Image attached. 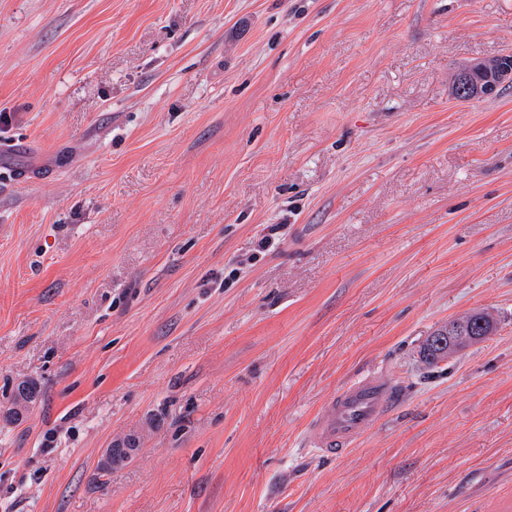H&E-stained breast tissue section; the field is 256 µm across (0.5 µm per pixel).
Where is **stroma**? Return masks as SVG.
<instances>
[{"instance_id":"35a3bbf8","label":"stroma","mask_w":512,"mask_h":512,"mask_svg":"<svg viewBox=\"0 0 512 512\" xmlns=\"http://www.w3.org/2000/svg\"><path fill=\"white\" fill-rule=\"evenodd\" d=\"M510 50L512 0H0V512H512V88L450 93ZM398 398L394 384L363 375L329 399L312 421L310 443L321 455L346 452ZM41 393L40 386L37 382L32 380H24L18 383L13 389V395L11 398V402L8 407H5L1 410H4V416L1 414L2 419L5 422H15L22 418L26 413L25 410L22 414H18L17 411H14L15 407H22L24 403L28 402L31 399L37 400ZM0 410V412H1ZM0 416V417H1Z\"/></svg>"}]
</instances>
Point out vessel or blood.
Returning <instances> with one entry per match:
<instances>
[{
	"label": "vessel or blood",
	"mask_w": 512,
	"mask_h": 512,
	"mask_svg": "<svg viewBox=\"0 0 512 512\" xmlns=\"http://www.w3.org/2000/svg\"><path fill=\"white\" fill-rule=\"evenodd\" d=\"M397 398L394 384L371 374L358 377L329 399L314 418L312 447L327 457L346 452L387 414Z\"/></svg>",
	"instance_id": "obj_1"
}]
</instances>
